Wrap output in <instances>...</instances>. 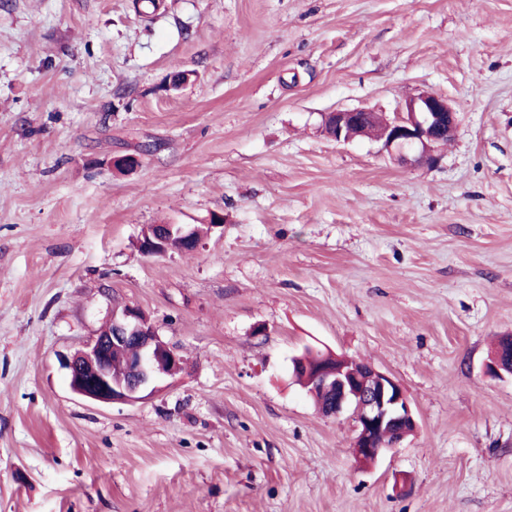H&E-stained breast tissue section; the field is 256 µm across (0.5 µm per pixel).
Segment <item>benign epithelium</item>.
I'll return each instance as SVG.
<instances>
[{"label":"benign epithelium","instance_id":"obj_1","mask_svg":"<svg viewBox=\"0 0 512 512\" xmlns=\"http://www.w3.org/2000/svg\"><path fill=\"white\" fill-rule=\"evenodd\" d=\"M458 124V113L448 97L433 93L408 97L392 117L378 114L372 119L368 110L356 108L331 112L326 118V127L339 142L360 135L400 154L414 151L423 163L433 161L432 151L441 136L453 137ZM175 237L180 238L183 253L192 254L198 249L202 234L194 227L167 224L145 231L140 248L147 256H162ZM129 345L136 352L127 357L123 369H114L112 351ZM291 363L292 372L304 373L312 388L332 395L324 415L352 411L357 422L353 440L357 460L375 462L417 430L402 386L372 366L353 368L351 360L328 350L313 365L302 354L293 356ZM63 366L73 393L93 402L113 404L138 401L140 393L156 380L176 375L181 362L158 337L146 315L136 307L126 306L112 311L108 335L96 336L66 359Z\"/></svg>","mask_w":512,"mask_h":512}]
</instances>
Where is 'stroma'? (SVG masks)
Returning <instances> with one entry per match:
<instances>
[{
	"label": "stroma",
	"mask_w": 512,
	"mask_h": 512,
	"mask_svg": "<svg viewBox=\"0 0 512 512\" xmlns=\"http://www.w3.org/2000/svg\"><path fill=\"white\" fill-rule=\"evenodd\" d=\"M135 3L0 0V512H512V0ZM421 92L459 115L433 163L325 131ZM127 305L182 371L76 397L60 356ZM308 347L417 432L357 464ZM161 226V224L149 226L151 230L147 229L142 235L140 248L143 254L147 256H162L167 253L171 244H174L176 247H180L182 244L181 250L185 254L196 252L203 233H199L195 227L183 224H165L160 230ZM174 237H179L181 244L178 240H173L171 243V239ZM490 357L493 358L490 360V363L488 362L486 364L485 370L490 375L498 376L500 375L501 371H503L502 363L505 366L512 365L511 342L509 340H506L505 338L499 340L494 349L491 351L489 359ZM495 360H500L502 363L500 361Z\"/></svg>",
	"instance_id": "obj_1"
}]
</instances>
